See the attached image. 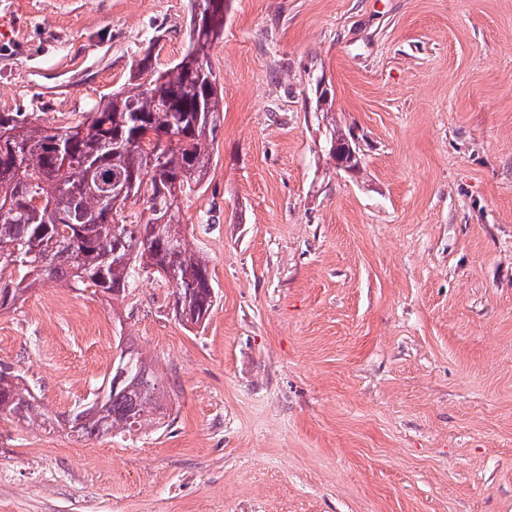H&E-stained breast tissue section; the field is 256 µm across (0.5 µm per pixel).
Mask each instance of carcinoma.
Instances as JSON below:
<instances>
[{
	"mask_svg": "<svg viewBox=\"0 0 512 512\" xmlns=\"http://www.w3.org/2000/svg\"><path fill=\"white\" fill-rule=\"evenodd\" d=\"M199 5L200 25L190 27L182 58L157 71L143 57L148 83L117 90L84 121L52 127L0 113V295L16 301L38 282L65 281L118 297L135 268H151L169 284L181 321L208 320L215 299L208 261L190 247L178 204L184 187L205 179L209 139L224 112L208 54L224 32V0H194ZM357 140L354 130L331 125L329 155L355 174ZM129 202L142 203V213L124 216ZM127 351L132 372L109 390L100 417L78 405L52 419L25 378L1 371L0 414L64 426L79 438L160 426L163 383L142 352Z\"/></svg>",
	"mask_w": 512,
	"mask_h": 512,
	"instance_id": "carcinoma-1",
	"label": "carcinoma"
}]
</instances>
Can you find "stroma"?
I'll return each mask as SVG.
<instances>
[{
	"label": "stroma",
	"mask_w": 512,
	"mask_h": 512,
	"mask_svg": "<svg viewBox=\"0 0 512 512\" xmlns=\"http://www.w3.org/2000/svg\"><path fill=\"white\" fill-rule=\"evenodd\" d=\"M191 3L0 0V112L77 124L182 57ZM209 60L224 119L179 198L206 323L148 271L0 310V370L48 414L131 341L170 417L77 441L0 415V512H512V0H228ZM329 134V155L335 161L336 168H340L339 164L341 162L347 161V163H349L348 168L352 170L354 174L360 173V148L357 146L358 135H356L353 129H343L335 124L331 125ZM333 142L336 143L335 149H332ZM354 154L356 156H354Z\"/></svg>",
	"instance_id": "obj_1"
}]
</instances>
